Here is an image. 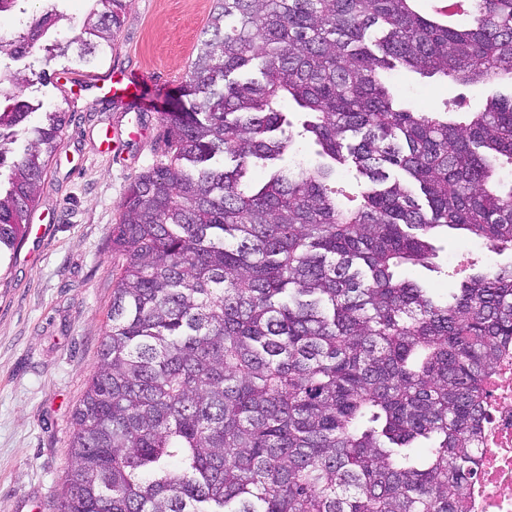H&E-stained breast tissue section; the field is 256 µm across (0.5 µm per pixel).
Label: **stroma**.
Listing matches in <instances>:
<instances>
[{
  "label": "stroma",
  "instance_id": "stroma-1",
  "mask_svg": "<svg viewBox=\"0 0 512 512\" xmlns=\"http://www.w3.org/2000/svg\"><path fill=\"white\" fill-rule=\"evenodd\" d=\"M213 6V0H130L105 57L88 64L37 52L9 62L30 75L22 98L34 109L32 122L57 110L66 124L29 232L0 257V512H57L73 466L74 413L112 306L118 262L112 227L128 185L167 156L161 116L182 104L180 86ZM111 64L143 71L146 108L72 105L51 79L63 67L88 72ZM497 90L407 72L394 80L398 98L429 111L448 103L454 111L474 112ZM107 135L112 150L103 153L98 146ZM436 245L440 266L512 263V251L488 256L457 233Z\"/></svg>",
  "mask_w": 512,
  "mask_h": 512
}]
</instances>
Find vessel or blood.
<instances>
[{"label": "vessel or blood", "instance_id": "obj_1", "mask_svg": "<svg viewBox=\"0 0 512 512\" xmlns=\"http://www.w3.org/2000/svg\"><path fill=\"white\" fill-rule=\"evenodd\" d=\"M142 80V74L113 67L95 75L66 71L57 77L58 83L75 101L101 96L116 102H134L139 98Z\"/></svg>", "mask_w": 512, "mask_h": 512}]
</instances>
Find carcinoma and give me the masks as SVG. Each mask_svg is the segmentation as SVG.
<instances>
[{"label": "carcinoma", "mask_w": 512, "mask_h": 512, "mask_svg": "<svg viewBox=\"0 0 512 512\" xmlns=\"http://www.w3.org/2000/svg\"><path fill=\"white\" fill-rule=\"evenodd\" d=\"M90 2L45 8L13 47L103 57L129 0ZM417 2L215 0L188 105L162 116L170 158L112 228L122 263L57 512H467L512 264L444 300L397 270L431 265L450 229L512 250V96L458 120L399 101L389 73L512 80V0H473L464 26ZM28 81L0 67V254L65 120L28 126ZM303 135L327 162L279 164Z\"/></svg>", "instance_id": "cac0c4a2"}]
</instances>
